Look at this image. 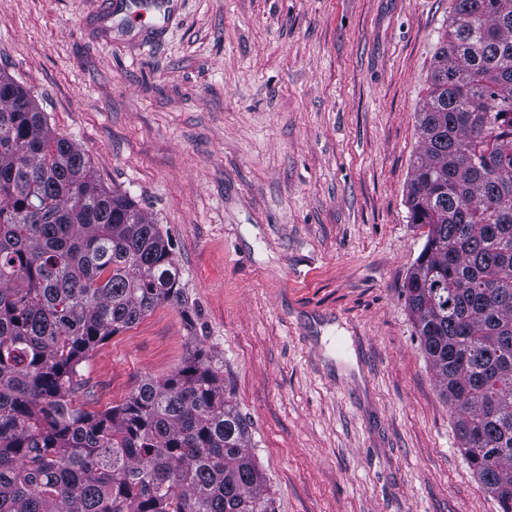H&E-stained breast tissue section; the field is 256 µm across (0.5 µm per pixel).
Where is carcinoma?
<instances>
[{"label":"carcinoma","instance_id":"cac0c4a2","mask_svg":"<svg viewBox=\"0 0 512 512\" xmlns=\"http://www.w3.org/2000/svg\"><path fill=\"white\" fill-rule=\"evenodd\" d=\"M415 120L407 304L466 462L512 512V0H453ZM181 302L159 225L0 72V512H274L202 353L121 406L73 404L90 351Z\"/></svg>","mask_w":512,"mask_h":512}]
</instances>
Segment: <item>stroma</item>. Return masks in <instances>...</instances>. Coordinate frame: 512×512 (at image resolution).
<instances>
[{
    "instance_id": "35a3bbf8",
    "label": "stroma",
    "mask_w": 512,
    "mask_h": 512,
    "mask_svg": "<svg viewBox=\"0 0 512 512\" xmlns=\"http://www.w3.org/2000/svg\"><path fill=\"white\" fill-rule=\"evenodd\" d=\"M452 0H0V71L171 240L183 301L99 344L104 411L196 349L275 512H497L404 293L406 197Z\"/></svg>"
}]
</instances>
